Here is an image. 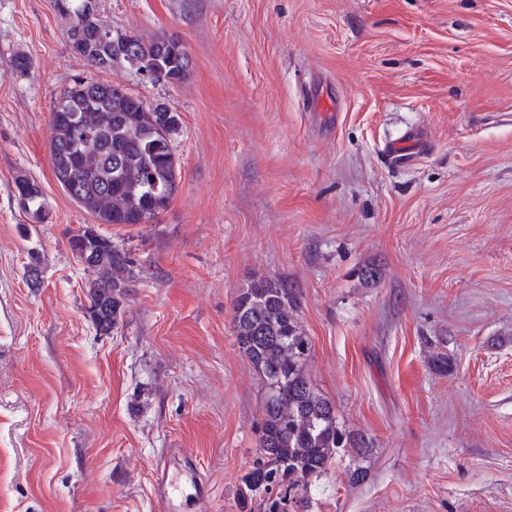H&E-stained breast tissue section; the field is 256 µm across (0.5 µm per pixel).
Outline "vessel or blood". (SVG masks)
<instances>
[{
  "label": "vessel or blood",
  "instance_id": "b4317fda",
  "mask_svg": "<svg viewBox=\"0 0 512 512\" xmlns=\"http://www.w3.org/2000/svg\"><path fill=\"white\" fill-rule=\"evenodd\" d=\"M429 148L427 133L419 128L408 130L398 141L389 145L391 160L409 164ZM154 495L163 512H202L212 495V489L196 462L170 452L157 462L152 473Z\"/></svg>",
  "mask_w": 512,
  "mask_h": 512
}]
</instances>
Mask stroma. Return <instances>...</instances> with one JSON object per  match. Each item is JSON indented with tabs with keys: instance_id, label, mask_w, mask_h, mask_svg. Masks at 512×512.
Masks as SVG:
<instances>
[{
	"instance_id": "35a3bbf8",
	"label": "stroma",
	"mask_w": 512,
	"mask_h": 512,
	"mask_svg": "<svg viewBox=\"0 0 512 512\" xmlns=\"http://www.w3.org/2000/svg\"><path fill=\"white\" fill-rule=\"evenodd\" d=\"M95 10L190 63L178 84L106 74L54 0H0V512H159L169 448L209 479L206 512H240L264 387L233 306L260 276L295 289L313 384L373 442L340 451L309 512H512V0ZM77 76L180 115L179 189L149 223L96 224L53 175L51 107ZM416 127L431 150L390 162ZM20 175L46 223L22 212ZM91 224L137 273L106 335L68 245ZM14 187L18 200L20 197L25 199V202L19 201V204L30 220L35 224L44 223L49 215V210L41 188L23 175L15 178Z\"/></svg>"
}]
</instances>
